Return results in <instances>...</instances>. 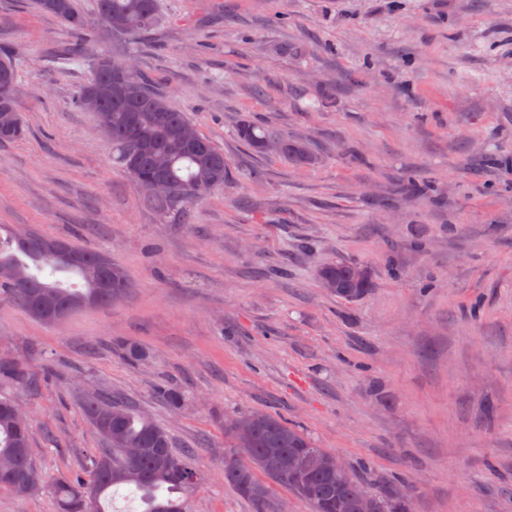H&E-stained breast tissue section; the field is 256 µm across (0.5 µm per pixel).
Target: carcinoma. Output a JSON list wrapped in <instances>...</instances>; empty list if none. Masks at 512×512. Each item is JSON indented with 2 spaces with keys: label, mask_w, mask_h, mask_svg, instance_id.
I'll use <instances>...</instances> for the list:
<instances>
[{
  "label": "carcinoma",
  "mask_w": 512,
  "mask_h": 512,
  "mask_svg": "<svg viewBox=\"0 0 512 512\" xmlns=\"http://www.w3.org/2000/svg\"><path fill=\"white\" fill-rule=\"evenodd\" d=\"M38 10L53 17L73 31L89 29L90 22L75 6L74 0H36ZM98 28L112 43H126L136 35L152 30L158 18V0H97ZM106 54L92 57L93 76L80 94L95 92L103 97L102 112L109 121L98 118L104 132L112 139L113 160L145 191L148 201L170 223L181 218L195 202L205 198L228 178V162L213 141L197 133L198 144L182 139L186 127L194 124L183 112L174 109L167 97L156 92L141 77L126 78L117 67H108ZM19 71L13 58L0 48V83L18 82ZM9 112L14 127L0 128V143L24 137L26 124L18 102L0 98V113ZM238 137L253 151L264 152L268 142H276L278 155L296 167L314 163L315 154L307 143L280 135L262 126L243 122ZM168 179L175 193L156 195L151 181ZM83 254L76 265L62 266L42 256L33 246L22 244L17 235L0 237V266L22 271L31 283L44 287L45 294L59 302L96 292L87 269L96 264L100 250L72 245ZM117 276L112 288L101 293L100 305L126 292L129 281L122 266L115 265ZM359 265L329 262L321 265L317 276L337 283L333 294L354 302L372 288V279L358 277ZM72 273L82 280V288L66 287L51 276ZM0 379L22 387L32 376L21 363L0 358ZM14 404L11 397H0V488L8 489L14 479L29 477L42 482L30 448V427L18 429L6 408ZM120 410L102 438L109 451L93 459L86 476L58 482L51 489L57 512H110L112 490L124 486L140 493L143 512H183V498L199 483V470L192 458L176 453L168 432L157 422L142 417L125 406H117L98 395L87 396L82 410L88 419L106 410ZM231 445L224 449L227 457H238L231 467H224V484L251 502L255 512H277L278 503L271 497L269 483L257 478L263 473L306 501L312 512H357L359 504H370L371 512H412V501L392 498L389 491L376 492L352 476L345 480L332 468L336 454L319 447L300 427L265 410H253L234 418L226 428ZM251 436L248 448H240L241 434ZM126 447L140 449L138 457L122 460Z\"/></svg>",
  "instance_id": "carcinoma-1"
}]
</instances>
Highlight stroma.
Returning <instances> with one entry per match:
<instances>
[{
    "label": "stroma",
    "mask_w": 512,
    "mask_h": 512,
    "mask_svg": "<svg viewBox=\"0 0 512 512\" xmlns=\"http://www.w3.org/2000/svg\"><path fill=\"white\" fill-rule=\"evenodd\" d=\"M77 39L0 0L27 126L0 143V226L105 250L130 286L53 323L0 289V357L37 382L0 396L28 415L45 485L0 489V512H55L50 487L105 450L82 411L95 393L192 451L205 479L185 512H254L221 475L224 424L254 409L372 487L411 484L412 512H512V0H159L119 51L230 166L180 224L78 107ZM244 121L318 163L254 152ZM329 261L366 266L371 291L321 288Z\"/></svg>",
    "instance_id": "1"
}]
</instances>
